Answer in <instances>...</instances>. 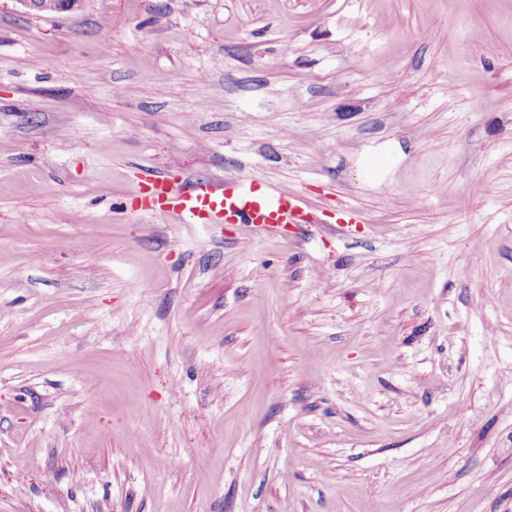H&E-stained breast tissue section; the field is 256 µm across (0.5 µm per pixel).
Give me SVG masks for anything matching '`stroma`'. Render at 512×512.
I'll return each mask as SVG.
<instances>
[{"label": "stroma", "instance_id": "obj_1", "mask_svg": "<svg viewBox=\"0 0 512 512\" xmlns=\"http://www.w3.org/2000/svg\"><path fill=\"white\" fill-rule=\"evenodd\" d=\"M0 512H512V0H0ZM146 214H168L180 224H300L301 199L288 187L260 191L254 182L215 185L170 172L144 179L137 197Z\"/></svg>", "mask_w": 512, "mask_h": 512}]
</instances>
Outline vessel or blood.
Instances as JSON below:
<instances>
[{
	"mask_svg": "<svg viewBox=\"0 0 512 512\" xmlns=\"http://www.w3.org/2000/svg\"><path fill=\"white\" fill-rule=\"evenodd\" d=\"M146 214H168L182 224H263L301 221L302 202L287 187L259 190L255 183L216 185L169 172L144 179L137 197Z\"/></svg>",
	"mask_w": 512,
	"mask_h": 512,
	"instance_id": "vessel-or-blood-1",
	"label": "vessel or blood"
}]
</instances>
